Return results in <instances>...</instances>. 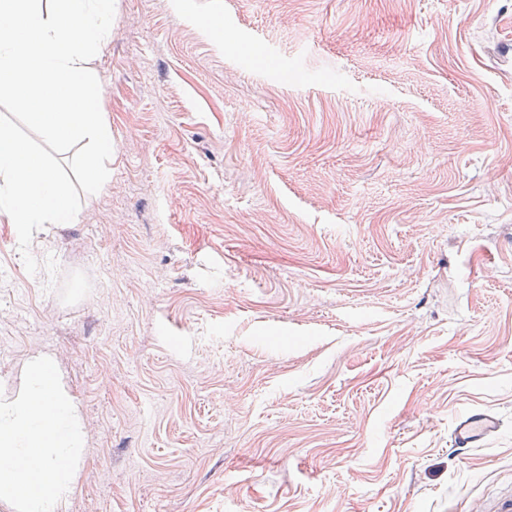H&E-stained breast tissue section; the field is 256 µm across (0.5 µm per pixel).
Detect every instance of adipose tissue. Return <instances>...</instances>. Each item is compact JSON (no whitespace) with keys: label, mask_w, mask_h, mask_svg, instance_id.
I'll list each match as a JSON object with an SVG mask.
<instances>
[{"label":"adipose tissue","mask_w":512,"mask_h":512,"mask_svg":"<svg viewBox=\"0 0 512 512\" xmlns=\"http://www.w3.org/2000/svg\"><path fill=\"white\" fill-rule=\"evenodd\" d=\"M41 157L21 138L0 130V218L28 234L38 224H66L70 209Z\"/></svg>","instance_id":"1"}]
</instances>
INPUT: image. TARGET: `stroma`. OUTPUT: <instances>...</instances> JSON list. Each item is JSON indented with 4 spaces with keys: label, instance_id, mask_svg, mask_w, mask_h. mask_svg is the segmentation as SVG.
Wrapping results in <instances>:
<instances>
[{
    "label": "stroma",
    "instance_id": "1",
    "mask_svg": "<svg viewBox=\"0 0 512 512\" xmlns=\"http://www.w3.org/2000/svg\"><path fill=\"white\" fill-rule=\"evenodd\" d=\"M111 177L0 221V395L53 355L61 512H472L512 491V0H115ZM499 435L459 453L457 415ZM502 429L499 416L487 409L475 408L459 414L452 425L451 444L459 449L479 448Z\"/></svg>",
    "mask_w": 512,
    "mask_h": 512
}]
</instances>
